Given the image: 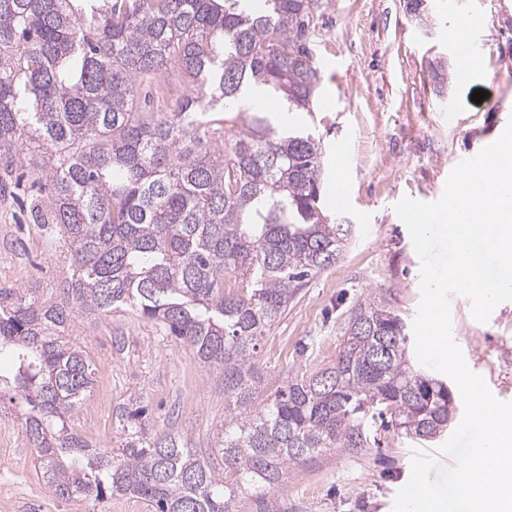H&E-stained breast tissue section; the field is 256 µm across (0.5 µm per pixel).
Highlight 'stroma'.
Masks as SVG:
<instances>
[{"instance_id":"stroma-1","label":"stroma","mask_w":512,"mask_h":512,"mask_svg":"<svg viewBox=\"0 0 512 512\" xmlns=\"http://www.w3.org/2000/svg\"><path fill=\"white\" fill-rule=\"evenodd\" d=\"M488 42L482 71L433 88L432 60L444 57L450 72L462 62L448 45L459 13L446 0H426L428 32H421L403 0H321L313 48L323 68L314 111L290 112V123L321 140L326 178L322 205L353 226L338 262L311 278L268 329L256 363L269 386L289 374L332 366L343 343L348 309L372 298L413 323L421 299L420 258L395 211L403 197L430 203L445 188L446 167L500 136L512 113V0H468ZM341 67L327 69V60ZM487 92L474 103V90ZM347 148L348 169L337 170L336 152ZM36 155L20 167L13 196L0 195V287L25 288L51 300L71 276L55 224H36L30 207L37 193ZM347 202L337 207L336 193ZM451 332L468 367L500 401L512 402V301L499 304L487 322L475 320L471 302L451 299ZM64 337L86 350L95 384L77 428L101 449L119 448L117 406H142L149 431L187 434L197 448H213L224 423V388L215 371L162 323L125 309L102 317L79 315ZM380 446L363 452L337 448L294 467L286 484L263 503L247 497L244 512H393L398 490L411 475L414 451H433L444 437L416 440L378 431ZM90 503L56 498L44 484L18 410L0 413V512H89Z\"/></svg>"}]
</instances>
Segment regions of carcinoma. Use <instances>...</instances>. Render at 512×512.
Wrapping results in <instances>:
<instances>
[{"instance_id":"carcinoma-1","label":"carcinoma","mask_w":512,"mask_h":512,"mask_svg":"<svg viewBox=\"0 0 512 512\" xmlns=\"http://www.w3.org/2000/svg\"><path fill=\"white\" fill-rule=\"evenodd\" d=\"M0 0V193L33 148L73 274L57 300L0 288V404L19 405L43 481L98 506L143 499L155 512H241L288 470L336 448L370 447L383 412L420 440L448 426V385L413 368L406 325L370 300L344 320L336 363L267 392L259 342L309 277L336 264L352 225L324 213L322 147L270 112L226 113L255 93L311 112L319 0ZM176 66L191 86L167 116L142 112L139 86ZM240 127L220 144L224 124ZM242 291L224 292V276ZM130 308L161 322L224 383L220 473L184 434L143 430L119 406L121 451L75 428L95 366L58 332L74 315Z\"/></svg>"}]
</instances>
